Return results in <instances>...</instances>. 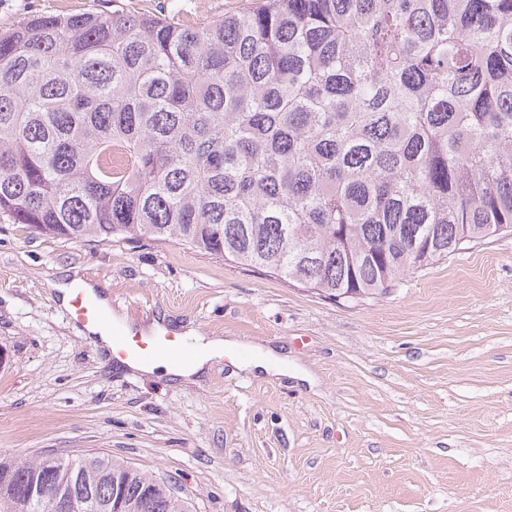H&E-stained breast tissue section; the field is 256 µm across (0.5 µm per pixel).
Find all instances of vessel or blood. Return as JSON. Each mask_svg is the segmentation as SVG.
Masks as SVG:
<instances>
[{
	"label": "vessel or blood",
	"instance_id": "vessel-or-blood-1",
	"mask_svg": "<svg viewBox=\"0 0 512 512\" xmlns=\"http://www.w3.org/2000/svg\"><path fill=\"white\" fill-rule=\"evenodd\" d=\"M70 306L73 317L82 325L107 330L112 339V349L120 356H130L142 361L153 359L159 352L175 353L179 344L172 338H164L153 342L137 339L133 327L113 328L105 310L89 300L84 286L75 285L71 288Z\"/></svg>",
	"mask_w": 512,
	"mask_h": 512
}]
</instances>
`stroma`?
Listing matches in <instances>:
<instances>
[{
    "label": "stroma",
    "mask_w": 512,
    "mask_h": 512,
    "mask_svg": "<svg viewBox=\"0 0 512 512\" xmlns=\"http://www.w3.org/2000/svg\"><path fill=\"white\" fill-rule=\"evenodd\" d=\"M251 2L0 0V29L116 9L203 24ZM67 269L112 314L241 346L198 385L119 369L52 288ZM255 346L287 375L237 368ZM0 451L108 454L191 512H512V236L339 303L177 243L0 217Z\"/></svg>",
    "instance_id": "1"
}]
</instances>
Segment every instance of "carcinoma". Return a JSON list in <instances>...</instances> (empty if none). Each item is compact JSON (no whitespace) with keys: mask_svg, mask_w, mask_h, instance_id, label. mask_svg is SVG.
<instances>
[{"mask_svg":"<svg viewBox=\"0 0 512 512\" xmlns=\"http://www.w3.org/2000/svg\"><path fill=\"white\" fill-rule=\"evenodd\" d=\"M0 217L175 242L377 298L512 228V0H263L204 25L33 16L0 31ZM78 470L87 512H188L109 455L0 453V512Z\"/></svg>","mask_w":512,"mask_h":512,"instance_id":"obj_1","label":"carcinoma"}]
</instances>
